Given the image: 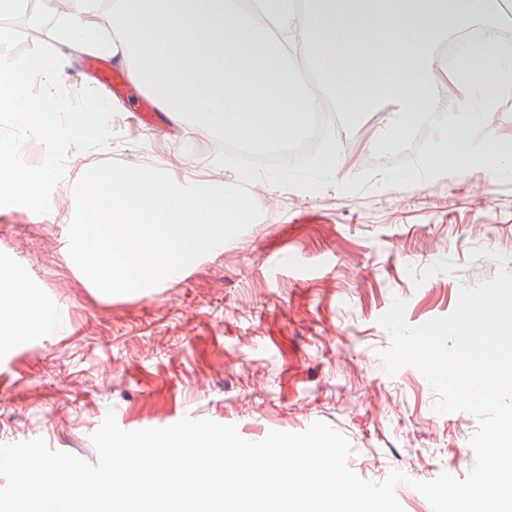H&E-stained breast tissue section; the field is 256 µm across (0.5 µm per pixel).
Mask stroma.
Masks as SVG:
<instances>
[{
	"label": "stroma",
	"instance_id": "35a3bbf8",
	"mask_svg": "<svg viewBox=\"0 0 512 512\" xmlns=\"http://www.w3.org/2000/svg\"><path fill=\"white\" fill-rule=\"evenodd\" d=\"M113 107L109 140L65 168L47 212L0 207V270L64 313L58 335L32 330L0 344V444L40 438L93 464L91 436L110 412L125 430L187 416L236 425L250 442L322 421L347 437L361 479L401 472L404 512H432L412 483L465 478L478 419L436 412L416 367L386 371L391 336L379 318L399 300L407 323L422 325L455 310L461 285L501 266L512 273V177L466 167L446 178L419 159L374 171L385 121L376 111L332 132L344 176L324 178L316 154L267 169L278 208L180 276L106 295L69 255L85 169L148 165L180 185H209L226 163L187 123L160 114L155 136L131 105Z\"/></svg>",
	"mask_w": 512,
	"mask_h": 512
}]
</instances>
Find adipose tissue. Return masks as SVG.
Returning a JSON list of instances; mask_svg holds the SVG:
<instances>
[{
  "instance_id": "ef3b65f1",
  "label": "adipose tissue",
  "mask_w": 512,
  "mask_h": 512,
  "mask_svg": "<svg viewBox=\"0 0 512 512\" xmlns=\"http://www.w3.org/2000/svg\"><path fill=\"white\" fill-rule=\"evenodd\" d=\"M512 0H113L106 40L86 18V0H63L54 40L73 51L131 62L164 112L189 121L195 135L233 139L262 151L298 136L316 105L284 51L300 39L320 72L321 91L348 122L388 108L383 140L409 139L415 123L435 111L433 43L476 19H495ZM460 88L457 114L425 162L441 175L479 160L496 174L512 172V142L487 126V104L512 95V57L494 37L467 46L448 70ZM62 325L56 306L30 299L10 281L0 289V337Z\"/></svg>"
}]
</instances>
